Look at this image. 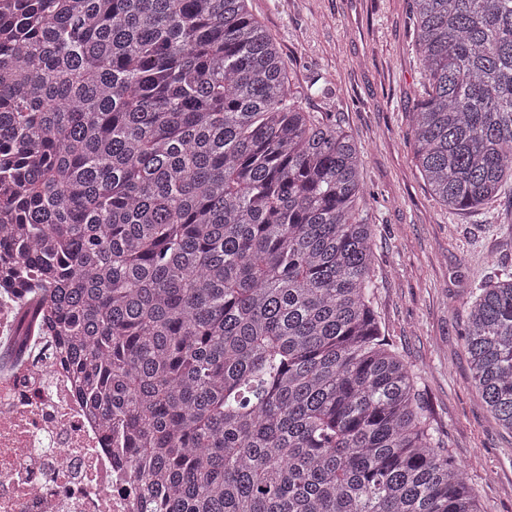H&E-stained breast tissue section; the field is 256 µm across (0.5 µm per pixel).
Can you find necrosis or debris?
Returning <instances> with one entry per match:
<instances>
[{
  "instance_id": "1",
  "label": "necrosis or debris",
  "mask_w": 512,
  "mask_h": 512,
  "mask_svg": "<svg viewBox=\"0 0 512 512\" xmlns=\"http://www.w3.org/2000/svg\"><path fill=\"white\" fill-rule=\"evenodd\" d=\"M14 257L0 251V512H138L129 462L81 400L51 313L25 311Z\"/></svg>"
}]
</instances>
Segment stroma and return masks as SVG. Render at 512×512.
Masks as SVG:
<instances>
[{"label": "stroma", "mask_w": 512, "mask_h": 512, "mask_svg": "<svg viewBox=\"0 0 512 512\" xmlns=\"http://www.w3.org/2000/svg\"><path fill=\"white\" fill-rule=\"evenodd\" d=\"M250 10L280 44L301 105L335 120L360 148L359 211L375 227L382 328L478 488L480 512H512V432L472 387L462 325L450 313L490 277L512 274V198L459 213L423 180L410 137L423 92L413 0H250Z\"/></svg>", "instance_id": "obj_1"}]
</instances>
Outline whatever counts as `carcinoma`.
<instances>
[{
  "label": "carcinoma",
  "mask_w": 512,
  "mask_h": 512,
  "mask_svg": "<svg viewBox=\"0 0 512 512\" xmlns=\"http://www.w3.org/2000/svg\"><path fill=\"white\" fill-rule=\"evenodd\" d=\"M432 194L512 196V0H414ZM360 150L249 0H0V248L162 512H478L373 306ZM512 432V275L453 308Z\"/></svg>",
  "instance_id": "1"
}]
</instances>
